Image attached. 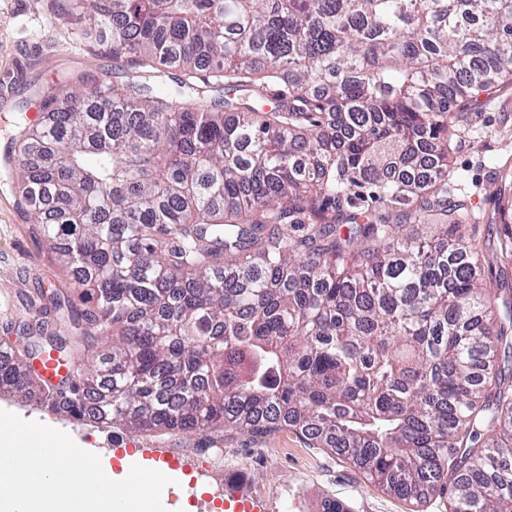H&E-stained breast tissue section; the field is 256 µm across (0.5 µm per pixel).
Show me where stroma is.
I'll return each mask as SVG.
<instances>
[{
	"label": "stroma",
	"instance_id": "obj_1",
	"mask_svg": "<svg viewBox=\"0 0 512 512\" xmlns=\"http://www.w3.org/2000/svg\"><path fill=\"white\" fill-rule=\"evenodd\" d=\"M64 0H0V149L18 132L23 102L34 84L58 85L65 76L84 75L91 83L113 79L109 44L88 45L76 25L53 19ZM512 167V84L481 91L459 121V141L451 157L459 197L470 200V239L484 257L487 288L512 279V258L500 254L504 226L491 195L502 166ZM76 284L42 242L19 204L10 178H0V347L16 349L39 333L53 294L72 295ZM0 409L70 433L86 447L85 429L74 428L59 412L32 406L8 394ZM95 452L104 473L112 471L114 449L131 441L205 460L212 483L232 477L246 483L266 503L267 512H316L335 499L351 512H448V502L431 498L417 505L367 481L347 459L317 448L289 428L255 435L228 426L209 436L195 432L149 435L95 431Z\"/></svg>",
	"mask_w": 512,
	"mask_h": 512
}]
</instances>
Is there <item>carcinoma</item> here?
Returning <instances> with one entry per match:
<instances>
[{"label":"carcinoma","mask_w":512,"mask_h":512,"mask_svg":"<svg viewBox=\"0 0 512 512\" xmlns=\"http://www.w3.org/2000/svg\"><path fill=\"white\" fill-rule=\"evenodd\" d=\"M113 74L14 143L76 278L0 391L138 432L291 426L372 483L512 512V287H482L450 156L512 83V0H66ZM408 224L434 229L427 240ZM73 363L63 390L32 360Z\"/></svg>","instance_id":"1"}]
</instances>
